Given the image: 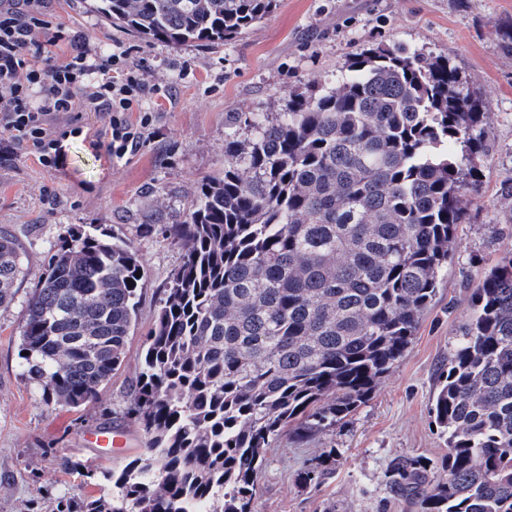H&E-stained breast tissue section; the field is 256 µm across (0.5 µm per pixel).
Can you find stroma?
Listing matches in <instances>:
<instances>
[{
    "instance_id": "obj_1",
    "label": "stroma",
    "mask_w": 512,
    "mask_h": 512,
    "mask_svg": "<svg viewBox=\"0 0 512 512\" xmlns=\"http://www.w3.org/2000/svg\"><path fill=\"white\" fill-rule=\"evenodd\" d=\"M51 21L104 51L136 47L134 61L172 84L168 95L147 101L151 136L130 159L92 151L62 115L54 122L62 145L56 167L31 156L0 163V227L15 238L27 271L13 302L0 308V512H57L72 500L111 495L104 471L122 469L144 447L127 410L145 334L183 260L181 244L161 235L159 225L183 220L198 184L223 171L227 113L276 114L288 92L341 74L349 55L372 42L448 57L480 97L490 121L487 151L476 160L479 192L404 357L336 429L299 442L284 436L268 448L253 509L415 512L386 494L383 472L401 454L437 462L447 456L431 412L437 375L475 289L512 249V202L505 199L512 184V56L499 48L501 31L512 25V0H278L269 18L217 47L143 40L97 12L94 0H52ZM85 224L130 239L146 277L122 365L94 403L74 409L45 404L29 382L19 330L51 245ZM102 429L127 432L126 449L86 442ZM331 447L335 467L302 484L300 472Z\"/></svg>"
}]
</instances>
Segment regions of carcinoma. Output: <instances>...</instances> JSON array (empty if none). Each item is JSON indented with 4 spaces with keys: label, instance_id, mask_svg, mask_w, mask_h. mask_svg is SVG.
<instances>
[{
    "label": "carcinoma",
    "instance_id": "carcinoma-1",
    "mask_svg": "<svg viewBox=\"0 0 512 512\" xmlns=\"http://www.w3.org/2000/svg\"><path fill=\"white\" fill-rule=\"evenodd\" d=\"M278 0H99L112 23L173 47L230 41ZM488 113L446 57L377 45L290 92L282 111L231 115L224 174L164 224L183 261L146 336L130 414L144 450L106 471L112 498L63 512H252L264 451L365 404L404 356L453 257ZM245 124L250 136L240 139ZM24 276L0 229V308ZM146 272L134 245L82 226L53 245L21 326L25 373L78 409L124 361ZM433 414L441 466L395 457L391 496L418 512H512V249L476 289ZM324 448L300 473L336 464Z\"/></svg>",
    "mask_w": 512,
    "mask_h": 512
}]
</instances>
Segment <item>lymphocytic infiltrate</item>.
Wrapping results in <instances>:
<instances>
[{
  "instance_id": "f902f5d3",
  "label": "lymphocytic infiltrate",
  "mask_w": 512,
  "mask_h": 512,
  "mask_svg": "<svg viewBox=\"0 0 512 512\" xmlns=\"http://www.w3.org/2000/svg\"><path fill=\"white\" fill-rule=\"evenodd\" d=\"M48 0H0V132L10 155H31L56 165L60 141L53 127L61 114L94 113L100 128L89 145L118 158L135 155L147 141L150 116L131 112L160 88L142 79L133 48L105 55L80 31L52 25ZM70 49L58 62L52 48Z\"/></svg>"
}]
</instances>
